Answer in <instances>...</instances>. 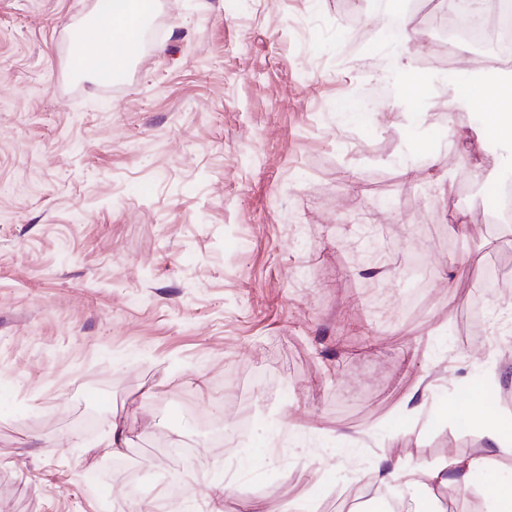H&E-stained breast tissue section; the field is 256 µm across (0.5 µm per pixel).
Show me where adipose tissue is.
<instances>
[{"mask_svg":"<svg viewBox=\"0 0 512 512\" xmlns=\"http://www.w3.org/2000/svg\"><path fill=\"white\" fill-rule=\"evenodd\" d=\"M157 9V0H96L80 27L71 31L74 65L101 62L96 80L112 81L140 52V33ZM446 121H453L459 108L484 101L483 138L489 142L512 140V71L491 70L479 63L464 68L462 77L450 79L445 91ZM451 414L464 413L482 427L486 446L469 456L449 455L438 466L402 465L381 459L375 482L379 487L398 485L419 491L422 503H432L445 491L466 492L485 474L498 451L512 443V432L494 424L495 406L468 399L451 407Z\"/></svg>","mask_w":512,"mask_h":512,"instance_id":"ef3b65f1","label":"adipose tissue"}]
</instances>
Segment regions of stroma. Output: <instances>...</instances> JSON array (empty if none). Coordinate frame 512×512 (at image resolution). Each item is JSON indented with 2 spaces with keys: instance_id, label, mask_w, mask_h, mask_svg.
Segmentation results:
<instances>
[{
  "instance_id": "1",
  "label": "stroma",
  "mask_w": 512,
  "mask_h": 512,
  "mask_svg": "<svg viewBox=\"0 0 512 512\" xmlns=\"http://www.w3.org/2000/svg\"><path fill=\"white\" fill-rule=\"evenodd\" d=\"M93 4L0 0V512H338L380 458L483 447L439 416L465 385L512 415V337L471 314L512 267L471 190L512 178L483 104L446 128L376 0H159L125 79L81 80ZM408 16L427 43L402 56L439 84Z\"/></svg>"
}]
</instances>
